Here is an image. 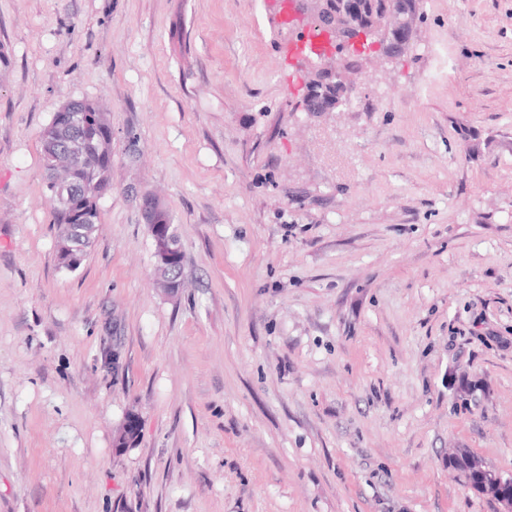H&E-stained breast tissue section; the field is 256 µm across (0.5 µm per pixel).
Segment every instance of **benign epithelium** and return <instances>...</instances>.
<instances>
[{
  "label": "benign epithelium",
  "mask_w": 512,
  "mask_h": 512,
  "mask_svg": "<svg viewBox=\"0 0 512 512\" xmlns=\"http://www.w3.org/2000/svg\"><path fill=\"white\" fill-rule=\"evenodd\" d=\"M277 17V36L280 44L292 52L299 53L308 63L307 79L336 81L343 83L336 100L326 108L333 112L346 107L355 98L358 82L356 79L342 81L344 65L351 50L366 51L371 58L393 59L397 53L391 47L399 37L402 44L409 45L412 39H403L407 28L398 18L399 0H385L390 18L388 24L361 31L354 37L348 36L339 22H327L331 14L343 18L355 8V0H271ZM321 31L319 50L312 57L300 52L306 41V34ZM73 110L62 109L53 116L57 128L67 136L54 148L47 163L49 185L56 205L77 213L84 211V203L90 189L87 183H76L69 178L71 170L83 160L80 141L75 137L77 126L85 121L87 113L81 111L78 102L72 103ZM158 208L157 201L145 197L142 204V218L147 224L155 244L154 272L160 288L173 292L182 286L184 255L176 241V230L172 224H157L153 213ZM477 481L489 487L505 490L512 486V474H502L487 468L484 464L475 467Z\"/></svg>",
  "instance_id": "benign-epithelium-1"
}]
</instances>
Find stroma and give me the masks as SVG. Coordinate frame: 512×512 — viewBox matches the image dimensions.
<instances>
[{
    "mask_svg": "<svg viewBox=\"0 0 512 512\" xmlns=\"http://www.w3.org/2000/svg\"><path fill=\"white\" fill-rule=\"evenodd\" d=\"M274 31L265 0H0V512H502L448 455L512 473V0H424L335 112L297 111ZM72 99L112 128L74 270L40 144ZM157 208V201L146 196L142 204V218L155 244L154 272L157 283L160 288L174 292L182 286L183 250L176 241L174 224H167L171 216L162 205L156 214L159 224L154 222L153 213Z\"/></svg>",
    "mask_w": 512,
    "mask_h": 512,
    "instance_id": "obj_1",
    "label": "stroma"
}]
</instances>
